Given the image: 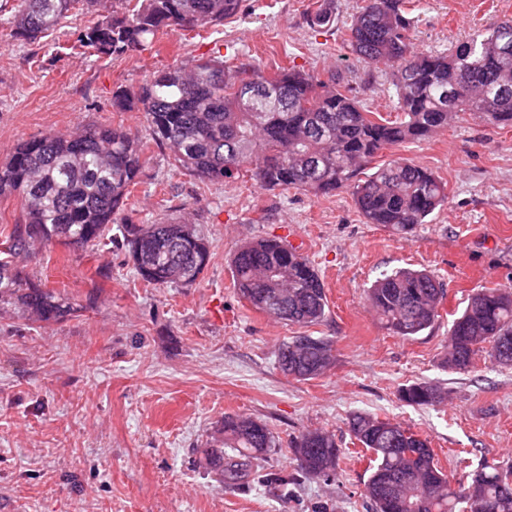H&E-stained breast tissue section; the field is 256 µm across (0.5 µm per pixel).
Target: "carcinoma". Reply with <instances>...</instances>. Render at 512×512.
<instances>
[{"label": "carcinoma", "mask_w": 512, "mask_h": 512, "mask_svg": "<svg viewBox=\"0 0 512 512\" xmlns=\"http://www.w3.org/2000/svg\"><path fill=\"white\" fill-rule=\"evenodd\" d=\"M241 0H21L9 24L12 37L34 43L49 36L77 7L98 19L82 28L71 46L112 58L136 56L168 29H216L240 10ZM412 18L403 0H366L348 28L351 51L370 65L393 68L396 115L368 110L333 75L323 79L296 67L267 73L258 65L230 67L224 55L194 59L155 71L137 88L112 94L117 112L146 113L151 140L171 150L175 167L203 182L224 184L245 177L270 189L315 196L351 192L366 223L408 236L448 202V189L433 172L407 159L372 166L380 153L431 137L469 112L512 127V21L493 22L469 35L451 53L415 52ZM246 80L266 89L248 100ZM145 145L122 126H87L19 142L0 164V195L24 202L23 223L7 237L0 259V303L14 304L41 322L73 310L69 298L23 276L15 258L32 254L66 233L73 246L100 241L117 225L133 267L153 286L191 285L211 259L183 231L190 222L170 218L136 224L125 202L145 167ZM238 294L263 314L301 327L322 323L328 300L312 262L276 238L239 247L231 258ZM443 283L424 270L397 269L367 289V303L381 325L410 338L432 327L445 298ZM512 289L478 288L468 294L449 331L446 367L466 370L486 353L512 367ZM279 367L295 379L325 375L334 343L325 336H292L276 350ZM409 406H434L444 392L431 382L401 388ZM352 437L370 453L362 496L370 512H512V467L483 464L466 485L454 487L435 462L427 440L406 444L414 432L369 414L349 417ZM224 438L203 450L205 465L224 484L243 488L257 475L254 462L276 447L261 420L226 415ZM297 475L267 482L287 488L298 477L325 481L336 475L341 450L327 430H309L291 442Z\"/></svg>", "instance_id": "carcinoma-1"}]
</instances>
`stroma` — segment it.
<instances>
[{"mask_svg":"<svg viewBox=\"0 0 512 512\" xmlns=\"http://www.w3.org/2000/svg\"><path fill=\"white\" fill-rule=\"evenodd\" d=\"M364 0H242L219 31H166L129 59L55 57L88 14L68 17L51 46L14 40L0 13V162L23 140L88 125L123 126L147 137L144 113L116 112L112 93L162 67L208 55L265 70L294 66L343 84L376 112L392 111V69L351 54L346 33ZM412 46L446 52L473 29L512 20V0H405ZM330 24L312 30L310 13ZM448 187V203L409 237L365 223L342 189L315 197L248 180L213 184L174 169L168 148L146 152L127 212L140 224L188 218L211 260L187 287L156 288L115 244L57 243L23 259L29 279L68 294L76 309L35 322L0 309V512H366L367 461L352 453L347 426L358 412L401 423L427 439L451 483L484 463L512 465V368L482 356L467 370L443 364L453 319L471 290L512 286V128L466 113L431 138L385 151ZM278 237L306 255L325 285L328 314L312 326L335 342V363L299 381L278 367L276 348L302 327L255 310L234 286L230 259L246 242ZM423 269L443 281L440 316L420 335L388 334L365 292L383 272ZM415 381L440 386L441 404L413 408L398 392ZM262 420L278 442L262 473L294 471L293 437L333 432L345 455L333 481L306 479L286 491L242 492L205 470L200 451L225 415Z\"/></svg>","mask_w":512,"mask_h":512,"instance_id":"1","label":"stroma"}]
</instances>
